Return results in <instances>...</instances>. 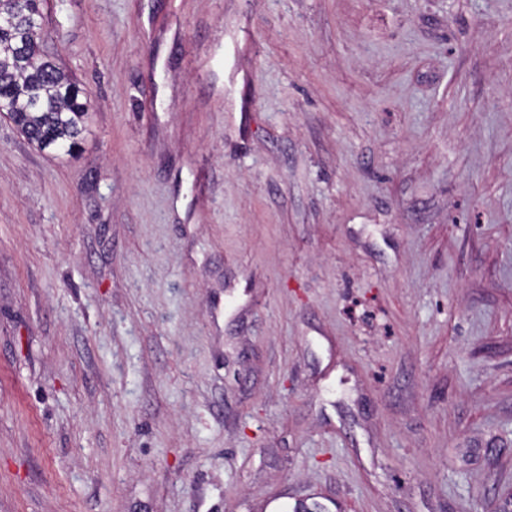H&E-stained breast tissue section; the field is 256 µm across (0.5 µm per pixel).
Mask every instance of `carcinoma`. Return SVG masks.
<instances>
[{"instance_id": "obj_1", "label": "carcinoma", "mask_w": 512, "mask_h": 512, "mask_svg": "<svg viewBox=\"0 0 512 512\" xmlns=\"http://www.w3.org/2000/svg\"><path fill=\"white\" fill-rule=\"evenodd\" d=\"M38 15V3L0 0V16L11 19L0 29V112L37 148L71 150L89 118L88 93L41 50Z\"/></svg>"}]
</instances>
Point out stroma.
<instances>
[{"label": "stroma", "mask_w": 512, "mask_h": 512, "mask_svg": "<svg viewBox=\"0 0 512 512\" xmlns=\"http://www.w3.org/2000/svg\"><path fill=\"white\" fill-rule=\"evenodd\" d=\"M95 108L0 114V512H512V0H46Z\"/></svg>", "instance_id": "obj_1"}]
</instances>
